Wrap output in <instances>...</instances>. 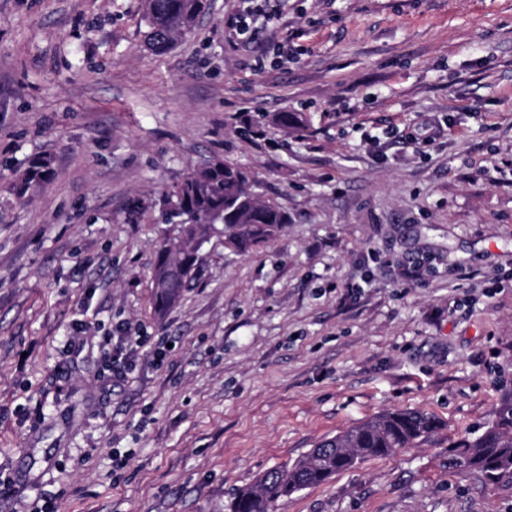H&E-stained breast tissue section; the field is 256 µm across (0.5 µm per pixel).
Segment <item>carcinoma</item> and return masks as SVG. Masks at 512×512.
Here are the masks:
<instances>
[{
	"mask_svg": "<svg viewBox=\"0 0 512 512\" xmlns=\"http://www.w3.org/2000/svg\"><path fill=\"white\" fill-rule=\"evenodd\" d=\"M207 8V0H146L145 39L155 52L189 32ZM52 178L50 160L33 157L21 189L43 186ZM252 173L235 163L212 161L190 172L166 195L164 223L172 236L159 246L153 270L158 279L165 270L172 275L154 286L155 308L163 313L195 280L199 244L213 231L224 235V245L239 253L257 250L278 237L288 223L283 207L262 200L255 191ZM438 426L420 410H391L318 442L303 458L267 470L252 486L232 498L229 512H280L288 498L306 488L323 484L336 473L367 457H381L408 448ZM468 464L486 477L512 479V391L502 396L495 419L466 445Z\"/></svg>",
	"mask_w": 512,
	"mask_h": 512,
	"instance_id": "carcinoma-1",
	"label": "carcinoma"
}]
</instances>
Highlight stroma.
Instances as JSON below:
<instances>
[{"mask_svg":"<svg viewBox=\"0 0 512 512\" xmlns=\"http://www.w3.org/2000/svg\"><path fill=\"white\" fill-rule=\"evenodd\" d=\"M144 5L0 0V512H227L390 409L440 425L283 512H512L463 448L512 390V0H287L250 41L209 0L160 54ZM215 158L289 220L158 313V202ZM52 176L50 160L44 156H35L29 161L20 188L28 190L32 186H43ZM114 336L103 337L100 342L103 363L107 371L112 373L116 379L123 378L127 375V369L130 361L118 349L111 347L112 338Z\"/></svg>","mask_w":512,"mask_h":512,"instance_id":"35a3bbf8","label":"stroma"}]
</instances>
